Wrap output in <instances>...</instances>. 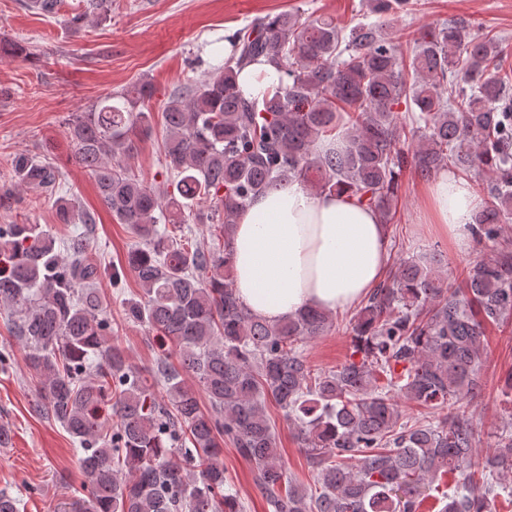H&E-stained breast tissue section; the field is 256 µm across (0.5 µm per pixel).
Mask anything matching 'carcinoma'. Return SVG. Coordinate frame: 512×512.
<instances>
[{"mask_svg":"<svg viewBox=\"0 0 512 512\" xmlns=\"http://www.w3.org/2000/svg\"><path fill=\"white\" fill-rule=\"evenodd\" d=\"M61 2L25 6L48 17ZM81 2L76 29L107 16L111 0ZM416 2L369 0L376 20L352 27L282 12L237 31L226 62L163 101L161 190L128 165L155 132L151 83L67 120L74 162L137 242L109 272L83 232L0 224V307L45 414L82 450V494L56 512H246L225 475L226 441L254 467L272 512H419L442 485L439 512H496L512 430L481 462L470 420L411 423L399 401L430 413L468 401L482 384L487 326L512 324V74L498 70V38L465 18L419 30L404 55L381 18ZM262 58L279 82L247 99L239 71ZM444 167L485 173L473 232L496 249L459 286L436 251L401 259L356 310L352 351L336 369L318 371L302 352L331 330V314L305 308L270 324L236 297L233 225L252 199L297 181L350 192L387 223L405 174ZM12 168L0 209L38 191L56 197L57 223H97L61 193L48 156L18 154ZM194 224L217 246H193ZM127 269L140 292L125 317L162 351L147 375L112 342L97 288L107 273L122 287ZM269 403L295 429L313 485L288 473Z\"/></svg>","mask_w":512,"mask_h":512,"instance_id":"cac0c4a2","label":"carcinoma"}]
</instances>
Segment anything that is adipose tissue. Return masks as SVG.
Wrapping results in <instances>:
<instances>
[{"label": "adipose tissue", "instance_id": "1", "mask_svg": "<svg viewBox=\"0 0 512 512\" xmlns=\"http://www.w3.org/2000/svg\"><path fill=\"white\" fill-rule=\"evenodd\" d=\"M477 205L472 184L444 171L425 189L421 222L463 252ZM233 235L235 293L252 315L270 323L307 307L331 314L350 308L391 266L389 227L376 209L296 182L250 201Z\"/></svg>", "mask_w": 512, "mask_h": 512}]
</instances>
